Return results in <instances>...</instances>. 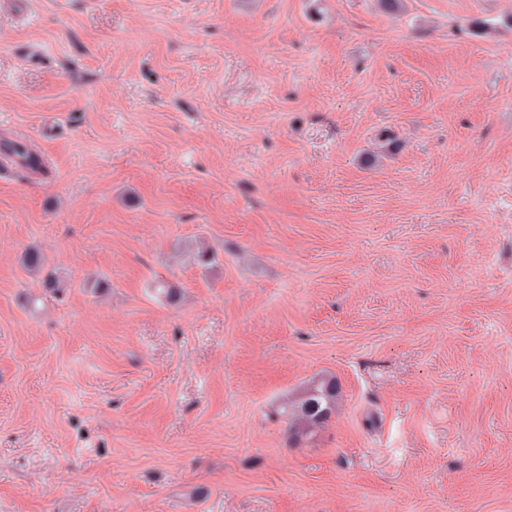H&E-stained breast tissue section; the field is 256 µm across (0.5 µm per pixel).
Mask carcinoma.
<instances>
[{
  "label": "carcinoma",
  "instance_id": "cac0c4a2",
  "mask_svg": "<svg viewBox=\"0 0 512 512\" xmlns=\"http://www.w3.org/2000/svg\"><path fill=\"white\" fill-rule=\"evenodd\" d=\"M21 265L32 274H44V286L47 288L55 291L66 287L64 280L51 272H45V259L38 249L25 250L21 256ZM339 395L336 377L320 376L306 385L298 399L282 403L278 415L287 424L289 439L299 443L328 423L336 413Z\"/></svg>",
  "mask_w": 512,
  "mask_h": 512
}]
</instances>
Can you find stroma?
Segmentation results:
<instances>
[{
    "label": "stroma",
    "mask_w": 512,
    "mask_h": 512,
    "mask_svg": "<svg viewBox=\"0 0 512 512\" xmlns=\"http://www.w3.org/2000/svg\"><path fill=\"white\" fill-rule=\"evenodd\" d=\"M17 142L0 512H512V0H32ZM340 395L335 376L312 379L296 400L281 404L278 415L287 424L288 437L300 443L310 433L328 423L336 413Z\"/></svg>",
    "instance_id": "stroma-1"
}]
</instances>
